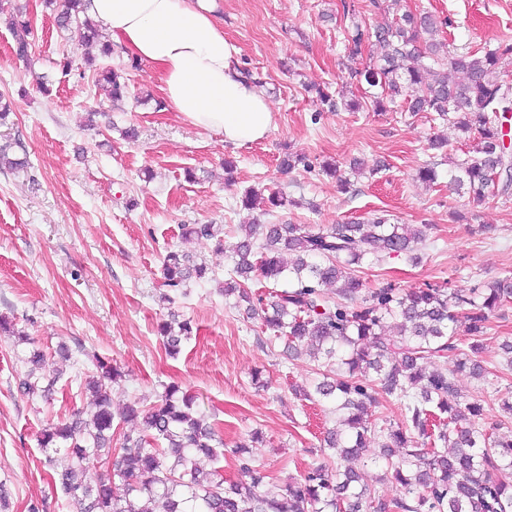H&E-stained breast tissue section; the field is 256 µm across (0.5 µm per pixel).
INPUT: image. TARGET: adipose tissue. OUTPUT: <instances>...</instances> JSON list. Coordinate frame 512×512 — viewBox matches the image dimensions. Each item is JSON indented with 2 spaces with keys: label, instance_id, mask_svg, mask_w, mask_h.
Masks as SVG:
<instances>
[{
  "label": "adipose tissue",
  "instance_id": "obj_1",
  "mask_svg": "<svg viewBox=\"0 0 512 512\" xmlns=\"http://www.w3.org/2000/svg\"><path fill=\"white\" fill-rule=\"evenodd\" d=\"M89 13L113 44L157 69L165 106L191 125L239 147L271 131V103L241 74L213 0H91Z\"/></svg>",
  "mask_w": 512,
  "mask_h": 512
}]
</instances>
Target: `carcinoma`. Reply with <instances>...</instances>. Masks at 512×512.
Here are the masks:
<instances>
[{
  "label": "carcinoma",
  "instance_id": "obj_1",
  "mask_svg": "<svg viewBox=\"0 0 512 512\" xmlns=\"http://www.w3.org/2000/svg\"><path fill=\"white\" fill-rule=\"evenodd\" d=\"M54 14L57 28L81 42L99 35L87 13L88 0H61ZM447 21L434 14L404 12L368 28L358 22L347 31L350 52L376 51L372 65L357 72L371 88L380 112H427L433 122L449 124L472 140L465 157L451 159L449 184L472 200L512 192V154L505 147L500 115L512 111V87L502 68L512 60V42L493 49L448 52L438 57L437 35ZM12 53L30 59L33 20L11 16ZM128 66L104 67L95 83L106 84L112 102L129 93ZM0 144V168L21 170L28 161L10 156ZM424 224H392L385 215L367 224H244L234 253L235 276L224 296H235L261 316L288 351L305 343L307 354L325 367L313 392L334 405L338 426L327 431L324 445L336 463L312 467L301 478L277 481L245 455L231 449L243 482L226 483L223 467L205 470L198 457L224 454L215 428L194 409L195 396L171 385L147 410L126 407V417L140 420L137 433H125L111 468L91 476L112 448V398L109 384L121 376L109 360L96 358L88 382L93 407L87 418L62 420L41 431L40 447L65 449L68 467L54 483L78 512H512V439L502 440L483 428V406L463 404L454 377L439 366L452 355L458 372L483 379L474 356L490 314L512 302V276L480 282L467 296L427 284L407 291L393 286L362 294L352 267L366 259L377 263L413 252L425 241ZM182 237L214 239L217 224H183ZM207 268L179 250L164 257L165 285L184 288ZM471 337L457 343L458 327ZM166 353L175 357L192 332L189 321L172 319L162 326ZM45 354L34 349L22 359L27 370L19 392L48 398L56 380L37 374ZM382 393L403 401V422L376 427L367 405ZM379 441V458L392 470L403 495L387 499L376 493L350 465L368 445ZM119 480L123 493L112 488Z\"/></svg>",
  "mask_w": 512,
  "mask_h": 512
}]
</instances>
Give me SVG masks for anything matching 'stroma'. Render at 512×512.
Segmentation results:
<instances>
[{
  "label": "stroma",
  "mask_w": 512,
  "mask_h": 512,
  "mask_svg": "<svg viewBox=\"0 0 512 512\" xmlns=\"http://www.w3.org/2000/svg\"><path fill=\"white\" fill-rule=\"evenodd\" d=\"M34 21L31 61L18 60L7 15L0 14V94L14 111L0 125V143L12 140L13 156L27 158L20 171L0 170V315L34 340L15 345L0 335V484L7 512H77L51 476L64 469L65 453L47 458L38 439L47 423L90 411L86 383L94 356L111 358L122 375L110 385L113 425L135 429L122 413L133 402L156 403L176 384L196 397V409L219 429L226 448L224 475L241 479L232 447L244 443L256 464L278 479L299 477L332 460L322 434L335 427L329 405L295 395L310 384L314 364L290 359L244 302L225 297L240 225L363 222L386 211L392 223L426 225L417 259L401 255L363 266L367 289L430 283L466 294L478 282L512 274V195L473 205L448 187V160L460 153V132L430 121L427 113L379 112L366 83L351 80L370 53L350 56L343 33L352 22L383 23V12L343 15L340 0H218L225 36L243 68L261 85L274 109V126L244 147L157 108L161 83L139 63L130 73V96L115 109L104 91L80 79L87 65L112 67L123 53L104 55L108 34L81 43L59 31L43 0H12ZM404 6L448 18L442 35L470 51L512 41V0H402ZM73 70L62 74L60 63ZM53 84L42 90L36 77ZM343 92L357 111H328L320 92ZM138 138L126 140L125 128ZM448 141L447 152L429 150L430 137ZM287 155L302 162L279 169ZM334 163L340 177L322 172ZM435 166L430 186L417 177ZM288 196L290 206L265 214L242 204L247 189ZM220 224L223 242L182 239L180 225ZM179 249L205 264L209 276L191 281L163 301V258ZM190 320L193 333L169 357L160 326L169 313ZM512 340V304L489 320L480 359L487 381L456 375L465 402L486 400L484 422L512 435V419L488 403L494 389L512 388V370L500 367L504 341ZM71 356L62 360L58 346ZM46 354L44 372L57 375L51 402L29 400L17 390L31 347ZM261 374L267 388L254 385Z\"/></svg>",
  "instance_id": "1"
}]
</instances>
